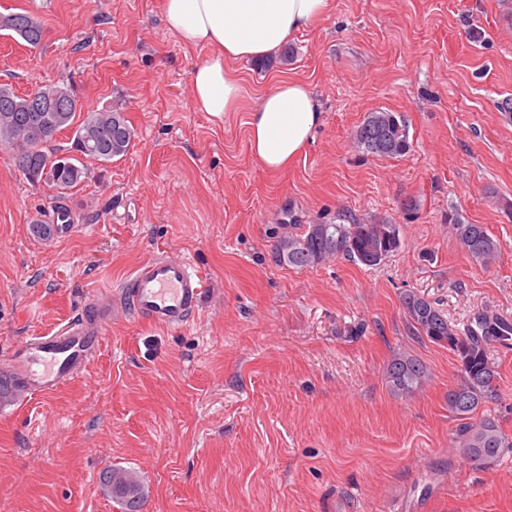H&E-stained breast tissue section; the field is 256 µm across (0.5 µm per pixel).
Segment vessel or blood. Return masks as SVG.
<instances>
[{"instance_id": "vessel-or-blood-1", "label": "vessel or blood", "mask_w": 512, "mask_h": 512, "mask_svg": "<svg viewBox=\"0 0 512 512\" xmlns=\"http://www.w3.org/2000/svg\"><path fill=\"white\" fill-rule=\"evenodd\" d=\"M202 291V280L187 259L149 258L55 331L27 336L11 346L0 363V393L22 402L51 394L78 377L99 351L117 312L160 328L188 325L199 310Z\"/></svg>"}]
</instances>
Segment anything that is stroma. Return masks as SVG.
<instances>
[{
    "label": "stroma",
    "instance_id": "1",
    "mask_svg": "<svg viewBox=\"0 0 512 512\" xmlns=\"http://www.w3.org/2000/svg\"><path fill=\"white\" fill-rule=\"evenodd\" d=\"M47 31L31 49L0 32V84L63 81L84 110L123 102L127 155L85 159L65 202L77 228L48 242L55 192L0 147V356L53 329L150 257L207 277L186 327L116 314L86 370L51 395L0 408V512H121L99 481L131 471L141 512H512V448L482 464L456 447L448 347L413 335L401 297L463 327L512 320V0H334L287 42L290 61L235 62L242 97L216 119L190 102L206 49L179 43L163 0H0ZM313 90L322 122L287 170L253 157L248 114L281 79ZM395 113L410 149L367 155L369 112ZM483 224V266L448 231ZM397 225L379 265L276 262L290 225ZM428 378L412 395L384 376L394 355ZM498 392L477 416L512 438V347L495 346Z\"/></svg>",
    "mask_w": 512,
    "mask_h": 512
}]
</instances>
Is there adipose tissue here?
<instances>
[{
	"label": "adipose tissue",
	"mask_w": 512,
	"mask_h": 512,
	"mask_svg": "<svg viewBox=\"0 0 512 512\" xmlns=\"http://www.w3.org/2000/svg\"><path fill=\"white\" fill-rule=\"evenodd\" d=\"M333 0H164L168 31L179 42L207 49L193 70L195 108L223 118L241 98L233 62L275 56L293 35L314 28ZM322 114L310 87L276 83L265 91L247 122L250 150L264 169H287L304 150Z\"/></svg>",
	"instance_id": "1"
}]
</instances>
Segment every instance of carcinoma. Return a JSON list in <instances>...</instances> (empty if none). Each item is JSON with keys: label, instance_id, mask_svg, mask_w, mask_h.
<instances>
[{"label": "carcinoma", "instance_id": "cac0c4a2", "mask_svg": "<svg viewBox=\"0 0 512 512\" xmlns=\"http://www.w3.org/2000/svg\"><path fill=\"white\" fill-rule=\"evenodd\" d=\"M3 17L7 22L0 23V31L10 32L33 49L43 44L45 28L30 14L0 13ZM67 129L73 131V154L65 166L48 171V163L57 156L48 146ZM134 137L135 130L120 104L84 113L69 85H43L20 95L0 86V146L13 151L17 170L26 179L51 187L59 197L87 178L88 169L81 158L108 163L125 155ZM352 138L357 147L374 156L396 157L410 148L406 124L387 111L369 113ZM448 231L462 250L482 264L491 263L499 252V243L483 224H466L453 215L448 218ZM399 244L394 224H305L302 231L279 240L276 256L296 267L314 266L332 258L377 266ZM403 307L415 335L446 345L457 356L458 380L448 389V411L462 421L456 444L478 461L498 459L504 449L512 448V440L495 419L483 417L473 423L469 416L496 391L498 372L490 358V346L503 338L504 332L512 331V324L484 316L476 326L462 331L434 303L415 293L404 295ZM385 376L390 388L405 396L427 378L423 364L405 355L391 359ZM100 480L110 486L123 512H140V487L129 471L111 468L100 475Z\"/></svg>", "mask_w": 512, "mask_h": 512}]
</instances>
